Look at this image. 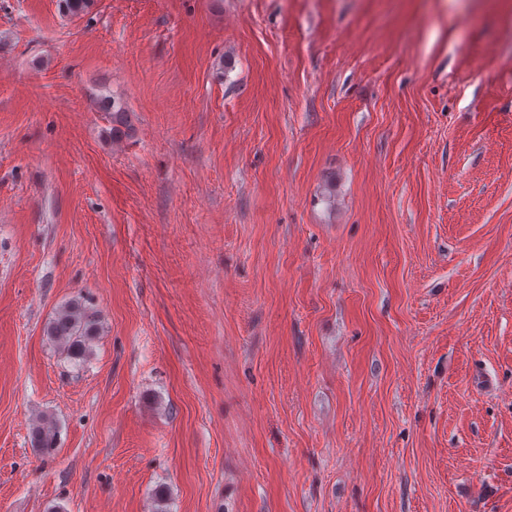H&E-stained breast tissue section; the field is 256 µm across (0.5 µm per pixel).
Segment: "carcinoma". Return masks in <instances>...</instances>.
Returning <instances> with one entry per match:
<instances>
[{"label": "carcinoma", "mask_w": 512, "mask_h": 512, "mask_svg": "<svg viewBox=\"0 0 512 512\" xmlns=\"http://www.w3.org/2000/svg\"><path fill=\"white\" fill-rule=\"evenodd\" d=\"M98 104L101 111L112 114V139L119 140L132 136L134 129L121 100L109 94H102L98 98ZM46 332L63 348L71 361L81 365L91 354L92 343L99 334V321L95 313L78 297L69 301L56 313L49 322ZM31 440L40 452L51 453L56 445L53 422L48 418L37 421L31 429Z\"/></svg>", "instance_id": "cac0c4a2"}]
</instances>
